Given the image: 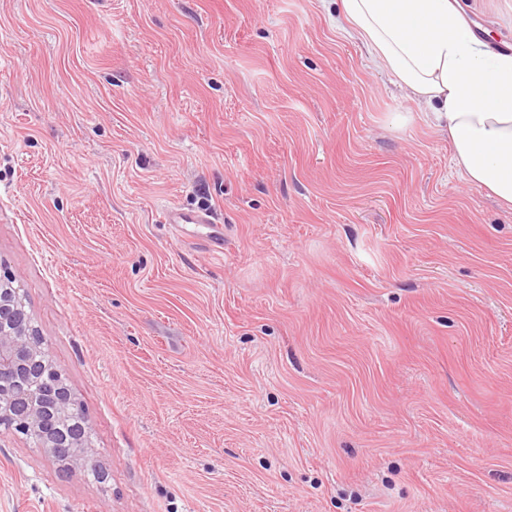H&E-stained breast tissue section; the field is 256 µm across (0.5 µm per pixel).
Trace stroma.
I'll use <instances>...</instances> for the list:
<instances>
[{
    "mask_svg": "<svg viewBox=\"0 0 512 512\" xmlns=\"http://www.w3.org/2000/svg\"><path fill=\"white\" fill-rule=\"evenodd\" d=\"M335 13L0 0V263L103 473L0 432V512H512V211ZM166 220L169 224H205L209 226V233L205 238V247L215 253H224V226L217 224L209 211L192 208L170 207L166 211Z\"/></svg>",
    "mask_w": 512,
    "mask_h": 512,
    "instance_id": "1",
    "label": "stroma"
}]
</instances>
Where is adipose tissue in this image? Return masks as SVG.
I'll return each mask as SVG.
<instances>
[{
	"instance_id": "ef3b65f1",
	"label": "adipose tissue",
	"mask_w": 512,
	"mask_h": 512,
	"mask_svg": "<svg viewBox=\"0 0 512 512\" xmlns=\"http://www.w3.org/2000/svg\"><path fill=\"white\" fill-rule=\"evenodd\" d=\"M335 22L447 137L461 177L512 208V54L488 50L458 0H340Z\"/></svg>"
}]
</instances>
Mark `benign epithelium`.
Here are the masks:
<instances>
[{"instance_id": "1", "label": "benign epithelium", "mask_w": 512, "mask_h": 512, "mask_svg": "<svg viewBox=\"0 0 512 512\" xmlns=\"http://www.w3.org/2000/svg\"><path fill=\"white\" fill-rule=\"evenodd\" d=\"M17 283L15 273L0 270V374L9 372L18 379L12 387L0 386V424L28 436L44 429L50 413L73 416L84 427V413L69 387L47 381V377H60L62 372L44 343L32 340L37 335L36 327L30 313L17 307ZM42 448L69 469L81 466L91 452L81 447V439L74 433L49 436Z\"/></svg>"}]
</instances>
